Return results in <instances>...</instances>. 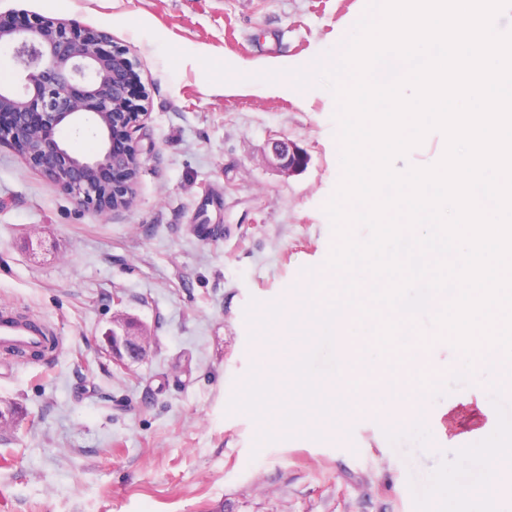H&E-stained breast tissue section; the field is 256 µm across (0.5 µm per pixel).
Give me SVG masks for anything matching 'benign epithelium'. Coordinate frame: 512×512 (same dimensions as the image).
I'll return each instance as SVG.
<instances>
[{
  "instance_id": "7a95c632",
  "label": "benign epithelium",
  "mask_w": 512,
  "mask_h": 512,
  "mask_svg": "<svg viewBox=\"0 0 512 512\" xmlns=\"http://www.w3.org/2000/svg\"><path fill=\"white\" fill-rule=\"evenodd\" d=\"M2 45L12 49L24 80L0 86V145L100 216L131 207L142 166L136 133L147 119L148 93L130 51L77 20L39 14L0 21ZM64 123L93 126L99 152L92 158L72 154L56 136ZM265 162L290 176L307 168L309 155L293 142L274 140ZM102 340L119 365L142 359L150 346L146 328L123 315L112 317Z\"/></svg>"
}]
</instances>
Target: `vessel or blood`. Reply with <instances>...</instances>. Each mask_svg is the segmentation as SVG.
Masks as SVG:
<instances>
[{
    "mask_svg": "<svg viewBox=\"0 0 512 512\" xmlns=\"http://www.w3.org/2000/svg\"><path fill=\"white\" fill-rule=\"evenodd\" d=\"M62 339L46 321L8 310H0V354H50L58 350Z\"/></svg>",
    "mask_w": 512,
    "mask_h": 512,
    "instance_id": "obj_1",
    "label": "vessel or blood"
}]
</instances>
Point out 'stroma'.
I'll use <instances>...</instances> for the list:
<instances>
[{
    "label": "stroma",
    "mask_w": 512,
    "mask_h": 512,
    "mask_svg": "<svg viewBox=\"0 0 512 512\" xmlns=\"http://www.w3.org/2000/svg\"><path fill=\"white\" fill-rule=\"evenodd\" d=\"M367 0H0V17L77 20L129 48L149 93L131 208L100 217L0 147V307L51 323V356H0V512H415L477 408L433 397L430 445L384 435L378 407L329 440L258 449L228 403L255 365L250 300L326 281L337 239L323 210L340 179L336 100L321 86L224 93L213 59L311 67L338 50ZM306 149L302 173L264 162L272 140ZM142 321L147 356L113 364L100 336Z\"/></svg>",
    "instance_id": "35a3bbf8"
}]
</instances>
